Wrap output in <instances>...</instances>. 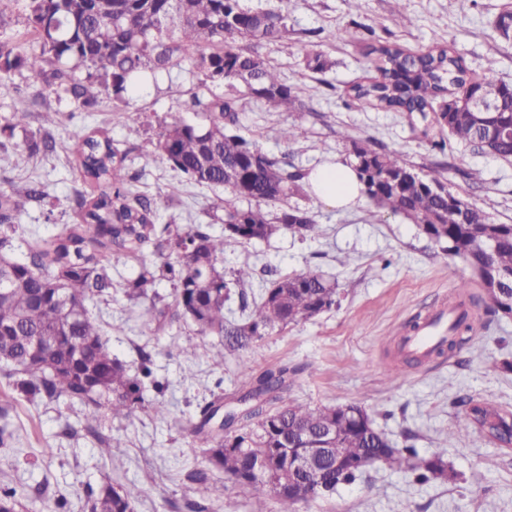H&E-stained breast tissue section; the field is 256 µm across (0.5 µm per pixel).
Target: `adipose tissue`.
I'll list each match as a JSON object with an SVG mask.
<instances>
[{
  "label": "adipose tissue",
  "instance_id": "adipose-tissue-1",
  "mask_svg": "<svg viewBox=\"0 0 512 512\" xmlns=\"http://www.w3.org/2000/svg\"><path fill=\"white\" fill-rule=\"evenodd\" d=\"M310 190L324 206L351 209L362 200L364 186L354 163L337 160L316 167L307 177Z\"/></svg>",
  "mask_w": 512,
  "mask_h": 512
}]
</instances>
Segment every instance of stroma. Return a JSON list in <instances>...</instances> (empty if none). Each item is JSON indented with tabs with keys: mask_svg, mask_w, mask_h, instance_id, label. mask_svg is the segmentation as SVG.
<instances>
[{
	"mask_svg": "<svg viewBox=\"0 0 512 512\" xmlns=\"http://www.w3.org/2000/svg\"><path fill=\"white\" fill-rule=\"evenodd\" d=\"M28 3L0 0V42L19 44L24 52L32 49L31 43L19 41L29 28ZM242 3L252 9L274 7L285 16L284 36L261 45L259 52L293 87L300 109L281 112L266 101L243 97L239 134L305 170L352 158L357 144L399 155L422 173L439 166L453 192L491 221L512 224V160L443 153L432 147L442 138L441 129L419 114L346 105L349 87L375 76L365 56L369 26L380 40L413 52L448 44L471 77L512 83V39H503L493 27L512 0H476L463 13L455 0H362L357 11L346 0ZM397 6L411 24L395 22ZM307 41L317 42L335 60L332 70L320 74L306 68L300 48ZM11 78L14 95L0 98V192L33 181L47 193L42 200H19L14 213L20 226L17 255H24L33 240L54 236L62 225L78 221L75 195L85 185L70 153L78 131L109 137L126 151L128 168L139 175L136 191L158 203V223L206 224L221 232L224 189L186 182L158 158L155 144L192 96L225 97L234 94V87L205 80L187 64L127 106H119L112 91L104 89L94 104L79 107L63 87L46 85L27 70H17ZM22 109L29 113L26 123L7 131V117ZM48 112L58 113L59 124L45 123ZM291 124L304 131L293 143L278 135ZM47 134L56 141L55 152L42 148ZM288 203L310 210L322 235L302 239L282 232L251 242L225 253V271L246 261L259 277L271 280L317 269L335 280L339 304L263 336L247 352L254 369L283 362L303 366L291 398L313 406H362L393 443L409 438L420 455L442 453L454 473L450 479L419 483L412 473L379 463L300 512H512V449L489 442L478 431L455 428L470 400L512 411V371L502 368L503 362H512V318L491 316L482 306L470 308L474 330L465 343L444 357L416 366L405 363L398 354L401 337L436 308L455 302L458 284L474 280L471 269L417 225L370 201L349 210L329 209L306 190ZM157 262L150 251L138 262L113 258L115 288L111 296L94 302L92 311L113 354L131 372L142 366L137 347L149 352L168 416L156 417L146 406L130 420H105L102 433L108 443L103 446L83 437L79 407L17 398L19 443L0 448V486L14 488L27 512H41L44 504L59 499L66 500L67 512H83L86 497L107 473L113 482L138 486L136 512H186L190 500L207 504L209 512H278L279 504L267 490L248 500L238 496L232 482L207 492L187 478L203 464L191 424L198 422L205 404L244 388L245 381L237 354L227 355L223 366H213L204 354L212 342L208 336L200 339L196 354L178 353L192 326L158 324L150 300L132 302L124 296L123 284L137 276L141 265ZM44 447L52 448V455H41Z\"/></svg>",
	"mask_w": 512,
	"mask_h": 512,
	"instance_id": "stroma-1",
	"label": "stroma"
}]
</instances>
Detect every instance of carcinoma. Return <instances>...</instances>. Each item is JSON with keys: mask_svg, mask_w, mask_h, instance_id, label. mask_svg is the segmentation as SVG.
I'll return each mask as SVG.
<instances>
[{"mask_svg": "<svg viewBox=\"0 0 512 512\" xmlns=\"http://www.w3.org/2000/svg\"><path fill=\"white\" fill-rule=\"evenodd\" d=\"M30 16L40 48L24 55L0 44V97L13 90L10 74L25 68L36 76L46 72L66 84L71 98L86 106L96 99L93 89L112 88L122 99L141 85L158 83L163 75L188 60L212 82H237L246 95L262 99L286 112L299 111L292 88L276 67L242 45L274 42L287 31L285 17L273 8L251 9L241 0H112V17L101 12L99 0H30ZM370 65L380 79L354 85L350 104L357 109L435 114L448 138L473 153H485L480 115L468 107L478 96L497 108V120L512 131V84L484 78L472 80L461 57L446 44L423 54H411L378 43ZM308 70L325 73L335 62L314 44L303 48ZM82 68L86 77L70 71ZM191 110L202 120L174 115L157 141L158 154L186 181L224 187V224L219 234L209 225L183 228L156 223L157 208L147 196L133 190L139 174H128L124 158L109 142L80 135L73 154L90 191L78 194L80 220L60 233L35 241L25 260L13 258L18 227L12 223L13 194L42 197L37 185L16 187L0 194V377L8 390L31 402L78 405L83 431L100 443L104 418L127 420L148 404L163 417V400H146V380L154 390L162 385L151 379L150 355L142 353L140 373L112 354L104 332L90 310L95 299L112 295V256L136 259L150 245L159 265L142 267L124 286L130 301L149 297L156 283L173 288L172 302L156 309L169 322H189L199 336L217 335L211 359L224 362V352L250 347L269 331L305 322L338 303L336 284L316 270L281 276L249 297L253 269L245 265L224 276V253L252 241L267 240L281 230L302 239L318 235L319 225L305 209L288 205V197L303 190L306 172L258 149L236 133L238 105L233 99L208 101L192 96ZM356 169L363 193L376 207L410 219L430 239L447 244L448 253L460 257L483 277L492 269L499 292L487 294V308L512 317V224L488 221L455 194L442 172L414 174V168L395 155L368 145L354 147ZM280 203L275 214L265 210ZM239 301V317L224 314L231 296ZM464 310L449 328L448 346L430 355L442 356L457 345L453 334L470 329ZM309 366L276 364L256 371L240 357L239 371L248 389L229 395L222 404L224 426L209 429L220 407L208 404L191 433L200 438L206 465L188 478L210 485L222 477L239 493L252 496L268 487L279 512H297V505L332 495L341 484L352 483L379 459L390 468L411 472L427 482L444 474L440 454L422 456L408 436L397 447L376 429L368 413L355 415L336 406L311 407L288 396L295 378ZM12 404L0 403V446L11 447ZM484 421L500 436L512 435V413L488 403L479 406ZM334 429L333 454L342 468L327 469L309 484L288 477V449L295 437H319ZM262 463L268 479L254 473ZM139 492L134 486H115L106 476L85 503L87 512H135ZM16 490L0 487V512H24Z\"/></svg>", "mask_w": 512, "mask_h": 512, "instance_id": "1", "label": "carcinoma"}]
</instances>
